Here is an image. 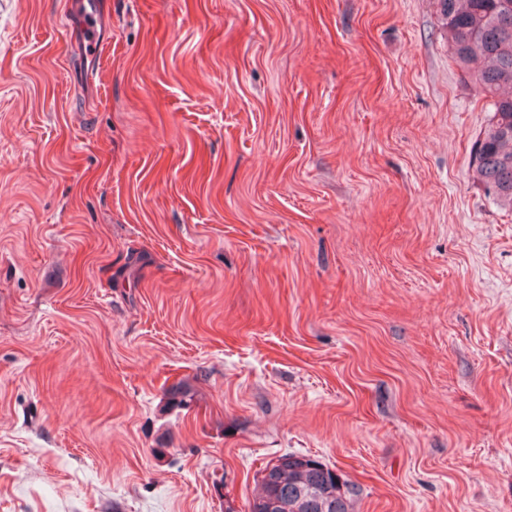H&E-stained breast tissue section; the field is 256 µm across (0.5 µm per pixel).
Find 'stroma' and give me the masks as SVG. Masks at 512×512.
Returning <instances> with one entry per match:
<instances>
[{
  "label": "stroma",
  "mask_w": 512,
  "mask_h": 512,
  "mask_svg": "<svg viewBox=\"0 0 512 512\" xmlns=\"http://www.w3.org/2000/svg\"><path fill=\"white\" fill-rule=\"evenodd\" d=\"M490 119L436 0H0V512H512ZM306 457L285 454L275 459L278 464L267 477L258 480L259 490L250 512H267L265 503L269 501L279 503L275 509L269 505V510L274 509L271 512H356L360 486L342 473L333 475L334 468L327 464L311 463L304 460ZM275 460L261 470L268 469Z\"/></svg>",
  "instance_id": "1"
}]
</instances>
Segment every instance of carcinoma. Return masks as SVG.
<instances>
[{"instance_id":"cac0c4a2","label":"carcinoma","mask_w":512,"mask_h":512,"mask_svg":"<svg viewBox=\"0 0 512 512\" xmlns=\"http://www.w3.org/2000/svg\"><path fill=\"white\" fill-rule=\"evenodd\" d=\"M455 62L472 77L492 121L474 150L475 177L493 200L512 210V0H438ZM250 512H356L360 486L325 463L305 456L277 458L269 475L258 481Z\"/></svg>"}]
</instances>
